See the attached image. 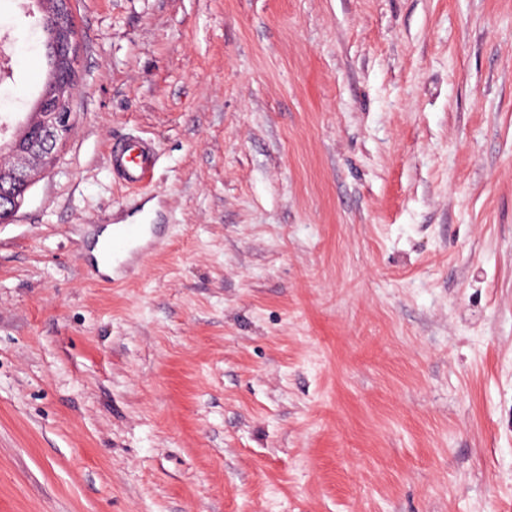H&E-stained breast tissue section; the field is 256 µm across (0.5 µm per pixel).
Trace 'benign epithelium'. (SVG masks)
<instances>
[{
  "label": "benign epithelium",
  "mask_w": 512,
  "mask_h": 512,
  "mask_svg": "<svg viewBox=\"0 0 512 512\" xmlns=\"http://www.w3.org/2000/svg\"><path fill=\"white\" fill-rule=\"evenodd\" d=\"M42 13L52 26L55 44L63 48L56 54L57 71L65 80L46 88L35 108L36 119L14 141L0 142V156L12 162L0 163V223L4 224L21 208L35 180L53 164L56 150L68 136L73 112L71 102L78 89L74 69L77 32L71 0H44Z\"/></svg>",
  "instance_id": "7a95c632"
}]
</instances>
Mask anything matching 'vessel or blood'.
<instances>
[{
    "mask_svg": "<svg viewBox=\"0 0 512 512\" xmlns=\"http://www.w3.org/2000/svg\"><path fill=\"white\" fill-rule=\"evenodd\" d=\"M157 152L150 139L131 135L115 143L110 155L112 174L127 187L137 189L153 182L156 173ZM146 228L141 224H123L112 233L104 252L113 263L122 264L144 238Z\"/></svg>",
    "mask_w": 512,
    "mask_h": 512,
    "instance_id": "obj_1",
    "label": "vessel or blood"
}]
</instances>
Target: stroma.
I'll use <instances>...</instances> for the list:
<instances>
[{"mask_svg":"<svg viewBox=\"0 0 512 512\" xmlns=\"http://www.w3.org/2000/svg\"><path fill=\"white\" fill-rule=\"evenodd\" d=\"M72 12L73 128L0 224V512H512V0ZM138 219L112 287L92 250ZM156 162V146L150 139L131 135L112 146V174L128 188L137 189L152 183Z\"/></svg>","mask_w":512,"mask_h":512,"instance_id":"35a3bbf8","label":"stroma"}]
</instances>
